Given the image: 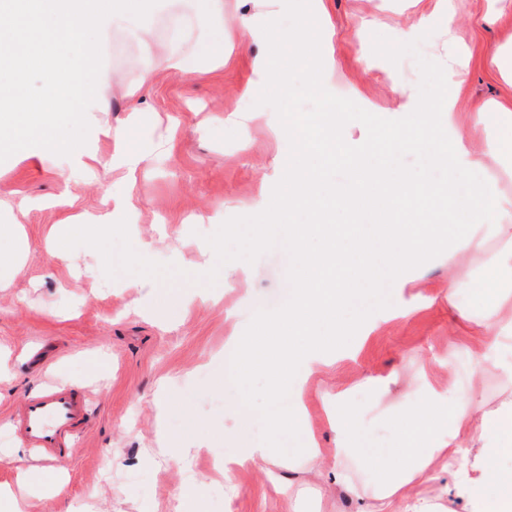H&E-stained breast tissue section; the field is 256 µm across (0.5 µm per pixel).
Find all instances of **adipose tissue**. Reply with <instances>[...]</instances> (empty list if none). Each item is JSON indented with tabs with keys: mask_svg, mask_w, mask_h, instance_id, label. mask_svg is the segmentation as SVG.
I'll use <instances>...</instances> for the list:
<instances>
[{
	"mask_svg": "<svg viewBox=\"0 0 512 512\" xmlns=\"http://www.w3.org/2000/svg\"><path fill=\"white\" fill-rule=\"evenodd\" d=\"M209 2L216 47L207 65L172 44L153 40L141 21L145 0H35L25 13L0 11V155L33 160L56 155L67 159L72 170L91 171L100 162L95 146L106 139L112 145L113 164L135 171L147 159L148 150H128L123 128L88 122L82 110L87 102L98 112L108 108L110 76L103 47L114 28L131 27L145 59L141 75L145 85L165 75L197 79L206 73L222 74L224 0ZM35 69L41 71L43 84L39 97L33 99L25 93L24 84ZM343 118L331 104L313 120L286 122L288 185L266 210L253 213V223L322 207L324 189L312 159L335 144L336 124ZM476 127L493 132L477 157L467 147L469 132ZM446 128L453 131L455 140L454 148L448 150L442 146ZM386 144L434 157L447 184L438 199L445 208L454 202L466 169L477 171L491 162L512 161V107H489L462 118L451 111L440 114L422 102L389 134ZM356 165L371 190L364 195L345 192L344 207L372 215L367 234L345 238L331 224L291 226L288 248L296 270L292 302L277 315L258 317L250 334L236 339L227 352L231 370L270 371L271 398L293 396L294 409L274 417L275 428L300 426L302 378L325 365L327 353L338 344L333 325L341 321L350 298L385 279L403 281L407 269L422 267L430 251L428 224L395 221L400 205L412 196V180L376 167L370 151L360 155ZM0 211L10 217L9 223L0 225V288H7L30 249L18 224L29 207L15 201L11 192L0 190ZM113 221L107 213L89 224L54 225L50 256L66 258L78 242L101 263H108L105 241L112 235ZM448 236L459 261L480 253L485 256L474 288L488 321L474 336L476 343L496 344L512 330V195L501 192L495 182L472 179L466 203L458 208ZM310 238L318 240V248L307 247ZM280 328L289 329L291 336L287 350L273 361L267 351L279 345L276 331ZM388 423L395 435L391 455L363 447L353 434L355 421L347 415L331 423L338 434L334 457L315 446L302 449L301 456L313 469L329 470L336 487L348 490L354 487L348 462L361 460L371 477L364 495L375 501L373 512H434L433 497L409 496L407 488L416 481L429 482L436 469L454 465L460 468V494L475 512H512V470L497 466L498 460L512 457V400L486 409L452 383L389 416ZM443 426L448 429L444 435L439 432Z\"/></svg>",
	"mask_w": 512,
	"mask_h": 512,
	"instance_id": "adipose-tissue-1",
	"label": "adipose tissue"
}]
</instances>
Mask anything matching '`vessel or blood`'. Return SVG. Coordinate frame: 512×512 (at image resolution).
Wrapping results in <instances>:
<instances>
[{"mask_svg": "<svg viewBox=\"0 0 512 512\" xmlns=\"http://www.w3.org/2000/svg\"><path fill=\"white\" fill-rule=\"evenodd\" d=\"M89 395L68 387L48 386L27 398L13 418L17 435L51 469L76 453L75 443L87 425Z\"/></svg>", "mask_w": 512, "mask_h": 512, "instance_id": "1", "label": "vessel or blood"}]
</instances>
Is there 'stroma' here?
Here are the masks:
<instances>
[{
  "label": "stroma",
  "instance_id": "stroma-1",
  "mask_svg": "<svg viewBox=\"0 0 512 512\" xmlns=\"http://www.w3.org/2000/svg\"><path fill=\"white\" fill-rule=\"evenodd\" d=\"M203 2L183 0L163 34L168 0H149L146 23L156 40L176 35L181 51L195 55L210 37ZM312 8L322 44L334 48L327 90L372 114L397 119L420 100L448 97L459 112L512 103V80L489 63L497 48L512 46V17L500 15L498 0H313ZM282 13V0H224L225 16L248 19L251 32L226 30L223 75L145 86L139 45L126 31L113 32L124 52L109 65L110 109L94 118L126 126L130 150L151 145L135 172L110 167L93 179L51 158L0 161L1 188L46 203L24 219L30 251L11 287L0 290V354L12 365L0 378V486H17L20 461L35 456L10 418L51 382L94 392L87 435L67 465L63 498L72 512H212L219 498L224 512H358L353 494L288 458L310 438L335 455L327 408L356 411L364 444L385 452L394 445L386 418L406 409V393L424 395L431 383L447 385L477 363L479 399L495 406L512 396L511 337L481 349L466 328L448 334V304L437 297L453 262L448 215L431 216L439 245L424 267L408 270L406 283L351 301L346 321L359 343L337 350L311 377L299 432L269 429L266 376L244 379L226 365V339L280 311L286 291L279 244L289 224L276 222L270 232L247 219L288 179V141L275 111L255 103L264 82L253 65L268 54L261 23ZM460 50L471 57L459 72L452 60ZM130 89L135 97H127ZM377 160L428 186L442 183L424 153L404 149ZM62 195L71 207H48ZM120 205L128 231L108 239L107 270L96 271L95 257L78 245L63 260L46 254L53 224ZM138 242L152 248L148 265L126 259ZM152 296L162 315L143 311ZM371 375L388 388L368 386ZM163 379L170 386L159 408ZM164 434L193 449L190 461L157 455ZM254 439L272 448L271 457L225 474V449ZM277 476L297 494L276 491Z\"/></svg>",
  "mask_w": 512,
  "mask_h": 512
}]
</instances>
